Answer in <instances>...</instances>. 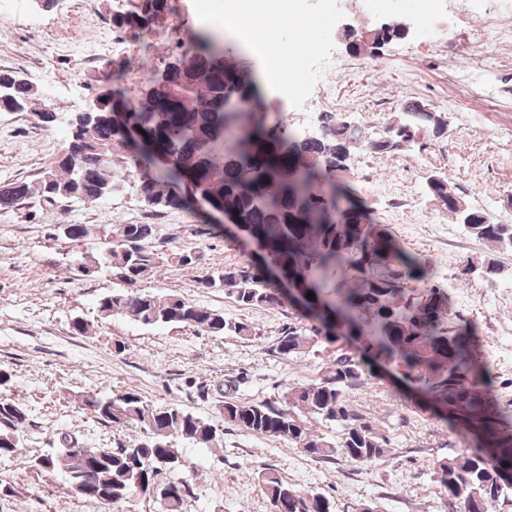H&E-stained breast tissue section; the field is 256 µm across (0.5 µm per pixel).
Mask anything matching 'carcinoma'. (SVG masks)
<instances>
[{
  "label": "carcinoma",
  "instance_id": "obj_1",
  "mask_svg": "<svg viewBox=\"0 0 512 512\" xmlns=\"http://www.w3.org/2000/svg\"><path fill=\"white\" fill-rule=\"evenodd\" d=\"M167 9V0H128L109 9L112 27L144 39L159 32L153 16ZM365 41L348 45L357 54L375 57L403 36L397 20L369 28ZM168 64L173 85L158 95L153 108L142 105L131 119L154 148L176 157L174 166L159 168L153 155L125 146L113 122L115 105L123 102L129 63L110 62L104 110L73 114L69 137L52 166L33 180L0 181V210L31 201L54 206L77 199L93 203L129 187L139 202L156 211L186 210L187 198L173 193L183 177L195 175L193 191L208 194L268 248V261L290 278L307 284L329 314L315 321L308 311L293 308V321L281 331L275 351L298 358L318 347L336 352L318 378L288 388L286 406L249 403L225 385L224 423L262 436L286 439L311 457L367 467L383 458L389 440L351 408L347 392L376 376L383 364L397 367L437 409H446L465 435L477 437L493 450L457 452L434 462L431 481L448 512H494L512 502V484L495 480L498 470L512 468V413L495 394L496 372L485 360L482 340L473 322L458 317L448 286L434 282L430 264L407 251L386 225L368 221L357 190L343 182L348 161L356 152L393 155L422 138H439L448 121L427 112L418 100L401 104L386 131L378 135L359 119L325 112L310 138L290 130L282 118L252 112L244 103L258 95L252 77L224 58V49L210 39L191 43ZM239 104L231 109L228 94ZM0 112H20L43 130L57 120L54 105L41 88L21 75L0 71ZM429 201L462 224L476 238L499 249L512 248V224H498L487 213L468 206L448 175L433 172L426 179ZM91 234L87 224H66L64 237L75 244ZM152 224H121L101 232L105 264L120 287L98 299L103 318L122 316L146 328L192 327L211 336L252 337L253 326L232 322L217 309L198 306L177 294L164 298L144 293L137 284L159 268L175 264L198 269L195 287H224L244 306L288 304V295L252 259L222 269H199L202 254L169 248L153 250ZM467 275L492 283L501 274L493 260L463 261ZM83 410L110 427H139L143 439L113 448H77L61 434V448L27 461L30 467L66 470L73 494L113 504L149 488L164 489L165 512H182L190 489L163 474L181 466L173 441L183 438L210 448L217 428L176 406L154 407L134 391L111 397L86 394ZM335 425L336 439L309 427V419ZM28 420L18 400L0 396V459L15 457ZM260 480L271 512H336V502L265 471Z\"/></svg>",
  "mask_w": 512,
  "mask_h": 512
}]
</instances>
